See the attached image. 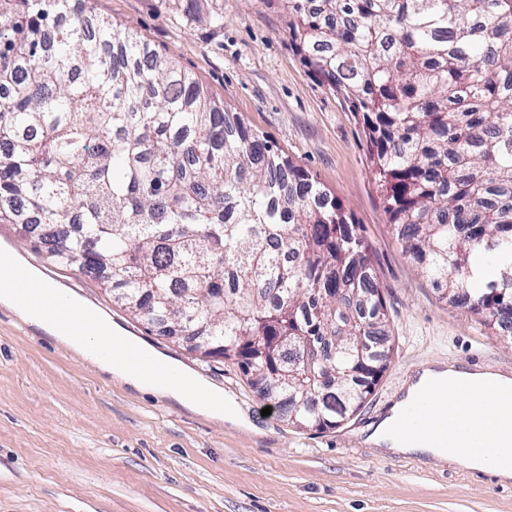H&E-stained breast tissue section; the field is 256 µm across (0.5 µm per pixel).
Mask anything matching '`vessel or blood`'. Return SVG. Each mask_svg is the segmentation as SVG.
Here are the masks:
<instances>
[{
	"instance_id": "1",
	"label": "vessel or blood",
	"mask_w": 512,
	"mask_h": 512,
	"mask_svg": "<svg viewBox=\"0 0 512 512\" xmlns=\"http://www.w3.org/2000/svg\"><path fill=\"white\" fill-rule=\"evenodd\" d=\"M460 387V382L452 378L445 384L430 382L420 390L408 409L414 437L435 439L443 448H476L487 455L503 443L511 442L512 388L497 397L499 412L507 421L494 426L477 407L467 410L461 417L448 419V394Z\"/></svg>"
}]
</instances>
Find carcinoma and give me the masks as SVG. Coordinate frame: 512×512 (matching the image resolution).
Listing matches in <instances>:
<instances>
[{
	"instance_id": "cac0c4a2",
	"label": "carcinoma",
	"mask_w": 512,
	"mask_h": 512,
	"mask_svg": "<svg viewBox=\"0 0 512 512\" xmlns=\"http://www.w3.org/2000/svg\"><path fill=\"white\" fill-rule=\"evenodd\" d=\"M362 114L391 233L445 299L512 329V0H283ZM0 224L61 226L163 336H211L288 422L361 409L394 354L370 249L313 177L173 56L72 0H0Z\"/></svg>"
}]
</instances>
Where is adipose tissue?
<instances>
[{"label": "adipose tissue", "instance_id": "1", "mask_svg": "<svg viewBox=\"0 0 512 512\" xmlns=\"http://www.w3.org/2000/svg\"><path fill=\"white\" fill-rule=\"evenodd\" d=\"M458 374L459 371L454 366L439 363L412 377L400 400L368 435V443L384 446L387 452L395 455L424 454L436 462L450 464L462 471H482L490 468L502 482L512 481V447L498 449L495 458L490 460L471 448H437L428 442H412L409 436L399 434L398 429L407 413L406 407L425 379L444 382Z\"/></svg>", "mask_w": 512, "mask_h": 512}]
</instances>
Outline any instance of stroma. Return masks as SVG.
<instances>
[{"instance_id":"obj_1","label":"stroma","mask_w":512,"mask_h":512,"mask_svg":"<svg viewBox=\"0 0 512 512\" xmlns=\"http://www.w3.org/2000/svg\"><path fill=\"white\" fill-rule=\"evenodd\" d=\"M137 31L306 170L351 213L371 250L397 350L363 408L301 430L271 412L237 364L157 335L96 274L45 258L37 236L0 224L12 248L138 343L219 385L249 416L219 423L134 391L0 305V512H512V483L368 444L408 378L437 362L512 376V336L447 303L389 229L361 115L313 76L278 0H82Z\"/></svg>"}]
</instances>
